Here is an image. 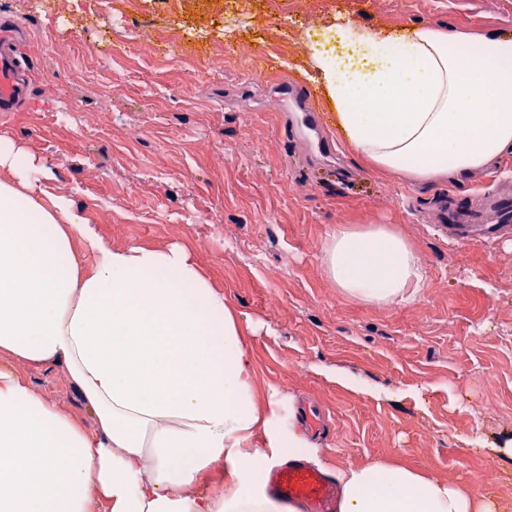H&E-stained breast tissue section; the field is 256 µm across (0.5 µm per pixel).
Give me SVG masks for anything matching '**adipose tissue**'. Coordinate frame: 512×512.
<instances>
[{
  "instance_id": "adipose-tissue-1",
  "label": "adipose tissue",
  "mask_w": 512,
  "mask_h": 512,
  "mask_svg": "<svg viewBox=\"0 0 512 512\" xmlns=\"http://www.w3.org/2000/svg\"><path fill=\"white\" fill-rule=\"evenodd\" d=\"M343 55L311 49L349 147L432 184L512 155V36L415 25L337 26ZM54 172L0 134V512H301L264 487L270 462L307 454L260 402L253 326L191 250L116 246ZM322 263L344 295L414 299L424 269L383 224L339 227ZM56 367L83 424L22 376ZM336 512H497L469 488L375 461L338 469Z\"/></svg>"
}]
</instances>
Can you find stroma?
<instances>
[{
  "mask_svg": "<svg viewBox=\"0 0 512 512\" xmlns=\"http://www.w3.org/2000/svg\"><path fill=\"white\" fill-rule=\"evenodd\" d=\"M288 28L415 23L512 35V0H275ZM35 55L21 112L0 134L51 166L48 192L74 197L116 246L188 245L225 298L257 326L247 338L260 396L281 423L322 411L313 464L332 472L398 460L482 492L512 512V237L453 241L433 222L442 194L460 203L512 184V157L462 182L420 184L363 164L343 136L307 158L281 122L272 87L310 84L306 52L272 41L252 75L253 32L224 28V0H0ZM238 53L225 57V44ZM139 139H131L132 129ZM388 224L425 268L415 301L346 297L322 266L338 227ZM340 369L379 390L328 379ZM82 422L89 413L56 368L22 371Z\"/></svg>",
  "mask_w": 512,
  "mask_h": 512,
  "instance_id": "1",
  "label": "stroma"
}]
</instances>
